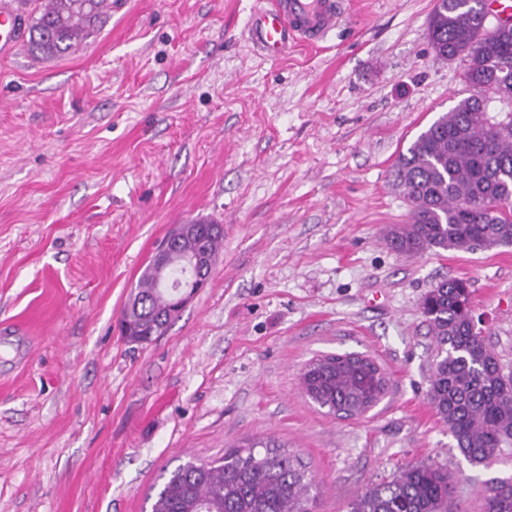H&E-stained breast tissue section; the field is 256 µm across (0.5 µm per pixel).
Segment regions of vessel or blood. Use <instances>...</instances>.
I'll list each match as a JSON object with an SVG mask.
<instances>
[{
  "instance_id": "1",
  "label": "vessel or blood",
  "mask_w": 512,
  "mask_h": 512,
  "mask_svg": "<svg viewBox=\"0 0 512 512\" xmlns=\"http://www.w3.org/2000/svg\"><path fill=\"white\" fill-rule=\"evenodd\" d=\"M343 0H273L253 11L249 24L252 43L266 56H283L294 42L314 45L336 29ZM24 19L17 0H0V55L12 54L23 34Z\"/></svg>"
}]
</instances>
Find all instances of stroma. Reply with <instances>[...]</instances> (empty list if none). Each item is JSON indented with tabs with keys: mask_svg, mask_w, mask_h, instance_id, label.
<instances>
[{
	"mask_svg": "<svg viewBox=\"0 0 512 512\" xmlns=\"http://www.w3.org/2000/svg\"><path fill=\"white\" fill-rule=\"evenodd\" d=\"M256 0H114L74 51L0 59V512H150L164 476L271 437L317 483L315 512L421 462L453 512L512 483V447L470 464L427 398L421 309L467 280L476 328L512 369V245L406 256L393 166L471 95L436 58L434 0H345L316 46L271 60ZM224 227L212 277L163 336L118 320L154 247ZM363 354L388 390L366 415L314 405L300 378Z\"/></svg>",
	"mask_w": 512,
	"mask_h": 512,
	"instance_id": "obj_1",
	"label": "stroma"
}]
</instances>
